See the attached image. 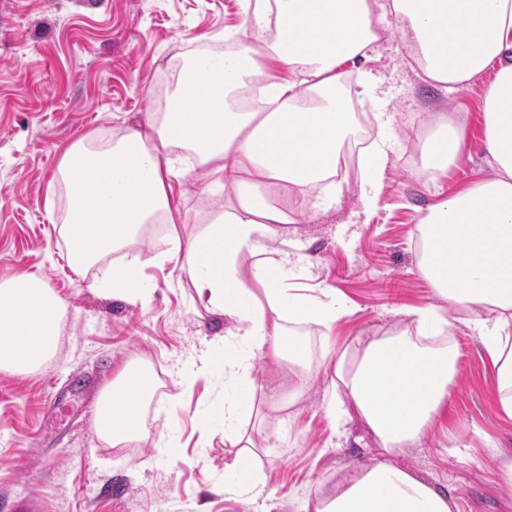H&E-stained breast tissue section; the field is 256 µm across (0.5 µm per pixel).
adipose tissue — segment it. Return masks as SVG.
Segmentation results:
<instances>
[{"mask_svg":"<svg viewBox=\"0 0 512 512\" xmlns=\"http://www.w3.org/2000/svg\"><path fill=\"white\" fill-rule=\"evenodd\" d=\"M246 25L262 42L226 33L228 50L186 54L174 86L145 127L72 143L58 164L68 205L59 226L78 272L102 265L112 298L149 302L143 261L132 248L151 224L175 221L173 182L204 171L216 188L235 187L227 208L183 239L167 236L157 262L178 260L206 309L235 325L234 341L204 353L196 375L223 373L232 394L220 411L224 438L237 454L225 472L238 485L263 489L254 443L235 429L256 409L257 354L288 365L299 381L311 367L284 315L332 328L342 313L335 292L311 296L288 284L293 259L268 261L271 243L286 237L293 217L317 200L335 201L334 175L342 143L355 124L338 73L365 57L380 39L372 0H242ZM397 30L426 75L456 90L495 67L483 97L485 139L496 174L439 202L418 227L420 268L436 294L464 309L491 359L498 404L512 419V0H391ZM287 69L280 77L279 69ZM304 92H297V84ZM465 129L448 126L422 147V169L443 175L461 151ZM390 148L377 136L360 160L373 207ZM281 192L283 205L272 202ZM117 263L105 265L111 253ZM65 315L61 299L38 274L0 281V371L40 369L56 353ZM416 329L357 339L335 372L347 393L334 418L356 415L376 444V455L330 494L315 495L309 512H457L456 501L396 458L417 445L448 398L457 350L444 340L442 310H414ZM153 396L147 360L125 364L100 392L99 440L128 447L145 431Z\"/></svg>","mask_w":512,"mask_h":512,"instance_id":"ef3b65f1","label":"adipose tissue"}]
</instances>
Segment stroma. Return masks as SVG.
<instances>
[{"mask_svg":"<svg viewBox=\"0 0 512 512\" xmlns=\"http://www.w3.org/2000/svg\"><path fill=\"white\" fill-rule=\"evenodd\" d=\"M387 32L367 59L340 70L348 87L372 75L394 121L372 124V101L354 100L360 127L346 155L385 132L388 151L373 209L356 170L335 204L292 225L281 253L306 254L292 270L311 294L336 292L344 315L330 333L296 330L321 370L302 394L245 427L257 448L265 489L225 490L224 465L236 454L212 409L230 390L215 374L188 380L202 351L223 347L233 326L195 299L175 263L153 262L154 238L136 242L146 264L149 303L115 300L98 288L99 269L79 275L48 213L62 214L57 167L64 150L91 134L142 126L157 110L161 79L184 53L218 47L244 22L241 0H0V280L44 277L66 304L58 349L46 367L0 372V512H300L333 488L340 473L368 464L375 444L360 421L335 426L329 404L333 366L358 336H384L409 324L410 310L443 305L417 263V227L429 210L494 169L485 145L482 102L495 71L454 91L430 80L396 30L390 0H376ZM463 123L465 144L445 175L421 170V145L443 126ZM200 171L175 185V230L186 238L234 198L211 192ZM457 375L446 403L402 467L454 496L459 512H512V485L499 476L512 459V421L502 415L492 363L463 313L445 305ZM151 364L153 398L144 435L112 448L93 430L95 396L118 369ZM212 423H205V416Z\"/></svg>","mask_w":512,"mask_h":512,"instance_id":"stroma-1","label":"stroma"}]
</instances>
